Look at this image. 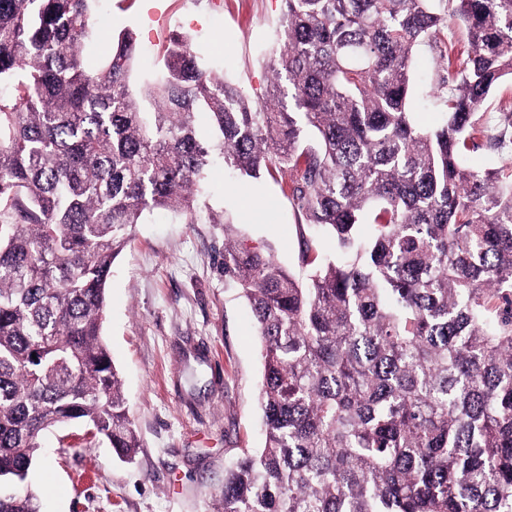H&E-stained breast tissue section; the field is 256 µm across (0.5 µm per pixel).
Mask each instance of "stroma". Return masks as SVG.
<instances>
[{
  "instance_id": "stroma-1",
  "label": "stroma",
  "mask_w": 512,
  "mask_h": 512,
  "mask_svg": "<svg viewBox=\"0 0 512 512\" xmlns=\"http://www.w3.org/2000/svg\"><path fill=\"white\" fill-rule=\"evenodd\" d=\"M95 8L103 21L84 45L91 66H102L118 34L131 31L139 47L131 80L141 87L160 74L180 33L202 65L263 100L283 0H96ZM444 77L437 52L420 46L412 81L420 124L441 123ZM284 187L265 175L241 195L218 158L201 185L200 223L155 209L133 226L112 266L103 335L141 447L127 463L107 441L80 447V424L46 432L29 477L42 512H213L225 464L262 447L259 340L222 262L229 236L301 272L302 237ZM64 437L69 447H60Z\"/></svg>"
}]
</instances>
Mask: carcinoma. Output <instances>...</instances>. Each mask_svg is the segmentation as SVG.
I'll return each instance as SVG.
<instances>
[{
  "label": "carcinoma",
  "mask_w": 512,
  "mask_h": 512,
  "mask_svg": "<svg viewBox=\"0 0 512 512\" xmlns=\"http://www.w3.org/2000/svg\"><path fill=\"white\" fill-rule=\"evenodd\" d=\"M95 0H0V512H40L50 428L140 440L101 334L129 231L155 208L199 223L211 159L289 174L288 200L338 255L300 279L224 237V277L261 344L265 445L224 471L215 512H512V174L467 166L476 114L512 78V0H284L267 101L171 39L136 91L132 33L99 69ZM439 49L442 125L413 118L414 49ZM206 116L213 135H198Z\"/></svg>",
  "instance_id": "obj_1"
}]
</instances>
